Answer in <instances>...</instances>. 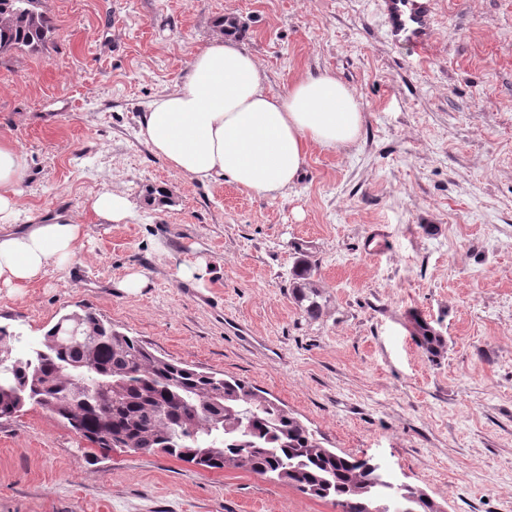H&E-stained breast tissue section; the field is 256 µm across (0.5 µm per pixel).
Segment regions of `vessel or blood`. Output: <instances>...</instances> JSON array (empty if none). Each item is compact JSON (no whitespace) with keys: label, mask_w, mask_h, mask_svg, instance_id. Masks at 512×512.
Instances as JSON below:
<instances>
[{"label":"vessel or blood","mask_w":512,"mask_h":512,"mask_svg":"<svg viewBox=\"0 0 512 512\" xmlns=\"http://www.w3.org/2000/svg\"><path fill=\"white\" fill-rule=\"evenodd\" d=\"M392 45L409 54H423L433 40V0H381Z\"/></svg>","instance_id":"b4317fda"}]
</instances>
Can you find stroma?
Listing matches in <instances>:
<instances>
[{
    "instance_id": "35a3bbf8",
    "label": "stroma",
    "mask_w": 512,
    "mask_h": 512,
    "mask_svg": "<svg viewBox=\"0 0 512 512\" xmlns=\"http://www.w3.org/2000/svg\"><path fill=\"white\" fill-rule=\"evenodd\" d=\"M55 33L0 55V140L26 156V214L83 225L70 268L0 286L18 350L83 307L158 354L251 382L337 452L369 456L448 512H512V0H434L418 58L389 42L377 0H40ZM245 27L267 89L329 71L360 104L358 139L310 148L264 197L188 180L139 135L158 95ZM168 199L150 203L145 185ZM104 190L137 217L88 209ZM386 243L367 252L375 229ZM309 252L322 311L289 290ZM207 265L203 287L181 266ZM133 269L149 283L120 289ZM446 340L429 360L410 314ZM0 512H336L274 478L167 454L103 450L46 410L0 422Z\"/></svg>"
}]
</instances>
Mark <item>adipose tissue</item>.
Segmentation results:
<instances>
[{
    "label": "adipose tissue",
    "instance_id": "adipose-tissue-1",
    "mask_svg": "<svg viewBox=\"0 0 512 512\" xmlns=\"http://www.w3.org/2000/svg\"><path fill=\"white\" fill-rule=\"evenodd\" d=\"M266 75L241 39L219 37L195 54L174 90L155 98L139 120L154 152L190 180L229 178L275 197L294 186L310 147L355 142L364 114L352 92L327 71L307 74L287 92L269 93ZM24 154L0 142V285L28 287L50 265L70 263L83 231L66 212L28 216L18 231L17 185Z\"/></svg>",
    "mask_w": 512,
    "mask_h": 512
}]
</instances>
